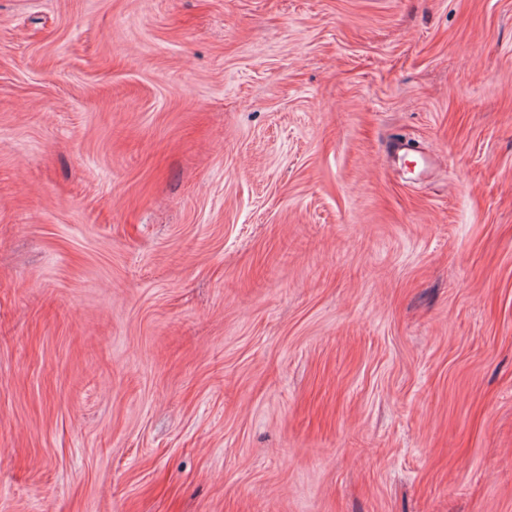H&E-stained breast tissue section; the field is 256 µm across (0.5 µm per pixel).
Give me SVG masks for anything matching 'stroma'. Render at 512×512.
<instances>
[{"label":"stroma","mask_w":512,"mask_h":512,"mask_svg":"<svg viewBox=\"0 0 512 512\" xmlns=\"http://www.w3.org/2000/svg\"><path fill=\"white\" fill-rule=\"evenodd\" d=\"M0 512H512V0H0Z\"/></svg>","instance_id":"obj_1"}]
</instances>
